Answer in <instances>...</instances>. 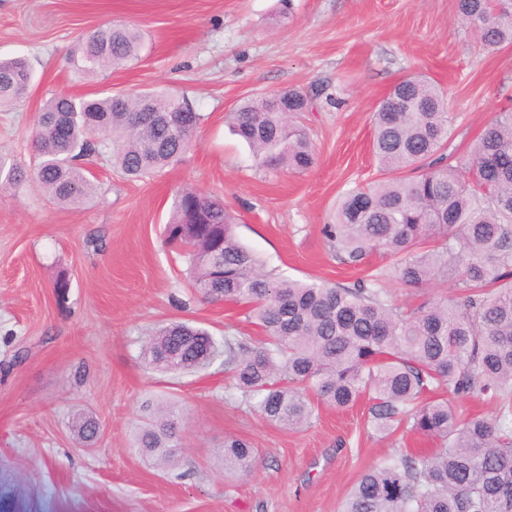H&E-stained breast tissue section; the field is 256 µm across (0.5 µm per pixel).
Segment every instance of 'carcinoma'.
<instances>
[{
	"label": "carcinoma",
	"instance_id": "cac0c4a2",
	"mask_svg": "<svg viewBox=\"0 0 512 512\" xmlns=\"http://www.w3.org/2000/svg\"><path fill=\"white\" fill-rule=\"evenodd\" d=\"M458 17L488 51L512 44V7L503 0H458ZM141 33L104 24L81 40L71 63L85 76L137 58ZM23 58L0 60V109L14 107L31 86ZM402 112L381 102L372 114L380 168L411 170L344 193L323 232L343 264L358 266L373 252L393 260L350 286L302 281L263 269L235 234V218L214 195L186 188L164 227L166 243L189 263L194 298L242 306L263 333L216 339L189 321L157 327L142 348L156 370L183 375L222 359L230 395L266 421L300 428L315 406L344 408L366 397L369 423L391 434L405 424L439 445L431 455L398 452L365 471L340 512H512V110L500 112L476 139L467 159L447 153L448 99L421 74L396 83ZM317 93L287 88L250 98L231 113L234 131L266 171L303 172L314 145L296 115ZM288 102L280 112L275 101ZM204 116L185 94L146 91L73 97L52 95L24 166L0 152V190L28 180L54 203L75 206L98 186L84 160L112 143V163L133 180L176 165L192 146ZM452 280L459 297L408 309L382 284ZM487 396L489 417L463 418L448 399ZM138 448L169 466L180 447V413L152 400ZM89 443L99 426L80 419ZM251 445L224 438V472L247 476Z\"/></svg>",
	"mask_w": 512,
	"mask_h": 512
}]
</instances>
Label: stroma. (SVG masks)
Segmentation results:
<instances>
[{
    "instance_id": "obj_1",
    "label": "stroma",
    "mask_w": 512,
    "mask_h": 512,
    "mask_svg": "<svg viewBox=\"0 0 512 512\" xmlns=\"http://www.w3.org/2000/svg\"><path fill=\"white\" fill-rule=\"evenodd\" d=\"M457 0H0V57H22L29 93L0 112V148L22 162L52 93L187 94L205 121L190 150L150 180L132 181L108 155L89 162L96 197L51 202L36 186L0 193V512H338L358 478L427 438L384 435L369 403L320 407L297 430L230 398L221 364L173 378L146 366L141 345L158 325L187 320L215 337L259 339L246 310L190 300L188 261L161 235L183 188L217 195L240 241L267 270L349 285L387 265L340 263L322 234L349 189L384 179L371 115L394 84L422 74L442 86L448 149L466 156L482 129L512 108V45L483 50L456 19ZM105 23L144 39L137 59L85 77L68 58ZM320 88L303 113L316 151L309 170L266 171L227 116L246 99ZM69 283L57 300V279ZM160 399L186 419L174 467L134 446L141 403ZM93 417L86 444L73 430ZM256 450L245 478L225 475L224 439Z\"/></svg>"
}]
</instances>
